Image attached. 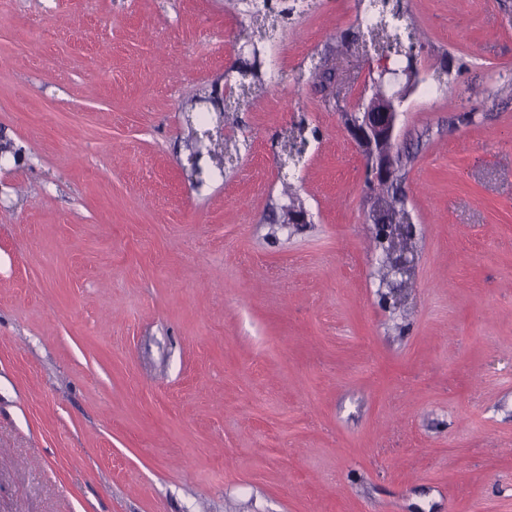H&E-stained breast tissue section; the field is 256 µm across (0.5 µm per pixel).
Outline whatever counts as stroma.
<instances>
[{"mask_svg":"<svg viewBox=\"0 0 512 512\" xmlns=\"http://www.w3.org/2000/svg\"><path fill=\"white\" fill-rule=\"evenodd\" d=\"M368 5L311 0L255 57L235 0H0V512H512V0H401L386 189L345 122ZM245 62L234 164L190 165ZM396 224H400L396 226ZM393 224V237L394 244L391 249L384 247L385 261L384 266L390 270V275L399 276L412 268L413 262L411 258L406 256L407 251V238L410 231L409 224H403V221H397Z\"/></svg>","mask_w":512,"mask_h":512,"instance_id":"1","label":"stroma"}]
</instances>
